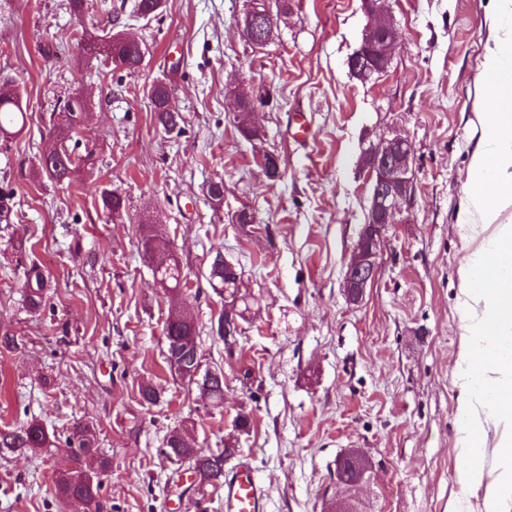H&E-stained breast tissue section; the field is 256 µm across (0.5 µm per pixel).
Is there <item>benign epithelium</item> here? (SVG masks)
I'll use <instances>...</instances> for the list:
<instances>
[{
	"mask_svg": "<svg viewBox=\"0 0 512 512\" xmlns=\"http://www.w3.org/2000/svg\"><path fill=\"white\" fill-rule=\"evenodd\" d=\"M386 0H363L370 23L364 31L362 43L354 53L356 59H368L367 66L352 72L367 78L383 71L389 63L391 49L399 38L391 12L385 7ZM275 22L267 6V0H249L243 20L242 32L256 49H264L271 41ZM412 147L409 141L395 135L384 140L364 159V165L372 180L368 222L364 225L347 265L343 288L348 303L359 304L367 286L374 280L378 269V258L385 240V231L392 219L401 211L402 204L411 197L413 188ZM351 461L359 469L372 467L368 458L357 450H349L336 458L338 484L347 494L336 499L327 512H347L353 496L348 491L359 487L362 479H347L342 476L345 461Z\"/></svg>",
	"mask_w": 512,
	"mask_h": 512,
	"instance_id": "obj_1",
	"label": "benign epithelium"
}]
</instances>
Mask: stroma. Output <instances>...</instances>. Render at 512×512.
<instances>
[{
	"mask_svg": "<svg viewBox=\"0 0 512 512\" xmlns=\"http://www.w3.org/2000/svg\"><path fill=\"white\" fill-rule=\"evenodd\" d=\"M0 0V75L18 84L23 133L0 144V189L14 192L0 223V330L20 348L0 354V426L36 419L56 434L94 425L102 512H224L223 487L191 492L163 454L168 433L189 427L220 448L238 413L251 417L240 460L264 484L269 512H324L342 490L336 458L350 448L373 462L355 490L362 512H483L484 489L462 491L458 388L462 343L456 303L466 254L457 224L470 121L484 77L487 0H389L399 30L389 66L366 79L347 65L369 19L362 0H292L276 37L255 50L241 35L247 0H166L148 21L128 19L132 0ZM123 30L148 48L141 68L111 70L69 43L59 58L40 48L65 32ZM173 90L180 134L155 125L148 90ZM268 93L261 139L241 133L227 90ZM83 97L81 146L95 167L71 184L34 176L49 144L50 115ZM309 129L295 137L296 117ZM408 139L411 198L389 226L377 274L361 304L343 277L367 222L365 155ZM280 176L268 178L263 151ZM224 181V200L206 187ZM126 209L108 217L103 189ZM248 210V224L235 219ZM174 242L203 362L224 371V399L202 397L171 375L162 327L169 302L138 253L140 222ZM33 246L51 282L45 306L26 308L12 238ZM233 261L250 307L234 352L211 331L224 299L206 275L215 254ZM152 383L158 404L141 400ZM47 448L0 456V512H77L53 492L69 466Z\"/></svg>",
	"mask_w": 512,
	"mask_h": 512,
	"instance_id": "obj_1",
	"label": "stroma"
}]
</instances>
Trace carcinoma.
Here are the masks:
<instances>
[{
	"instance_id": "1",
	"label": "carcinoma",
	"mask_w": 512,
	"mask_h": 512,
	"mask_svg": "<svg viewBox=\"0 0 512 512\" xmlns=\"http://www.w3.org/2000/svg\"><path fill=\"white\" fill-rule=\"evenodd\" d=\"M164 0H135L132 5V15L139 19H150L161 13ZM119 32H108L104 35H70L66 40H76L80 49L86 54H99L101 49L107 50L104 60L110 62L113 68L134 70L141 61V49L137 45L117 40ZM169 87L164 82H157L149 89V100L153 104L156 124L164 133L171 134L182 130L183 118L178 112H168L164 109ZM60 109L70 114L71 120L55 123L54 133L58 142L70 149L69 141L75 140L78 131L85 128L83 120L87 119L86 104L78 98L66 100ZM26 114L22 105V97L15 95L13 99L0 98V140L3 142L22 132L26 125ZM38 172L48 180L62 184L74 180L77 167L72 165L70 155L48 167L43 159H38ZM102 209L106 214L116 217L125 211L124 200L115 191L103 190L101 193ZM138 247L143 261L151 269L155 282L175 301L164 323L162 334L165 342V362L170 372L177 376L187 388H195L213 400L224 399V371L215 369V374L209 383L200 385L193 380V374L203 366V357L198 344H177L183 336L196 335V325L193 316L188 311L185 302L181 301L183 294V277L180 261L173 242L164 231H158L152 225H141ZM14 250L23 263L24 281L22 283L26 302L31 309L40 308L45 302L48 281L40 266L29 259V247L23 239L14 244ZM210 287L224 299L233 302L246 303L243 295H238L236 281L233 276L224 273V263L213 259L208 275ZM249 415L240 413L233 423L234 433L224 439V449L214 452L210 448H199L191 443L186 432L173 430L164 441L163 452L179 467L186 468L195 477L197 489L215 486L224 480V464L241 453L239 435L248 432ZM64 445L75 469L69 474H57L52 477L55 495L62 501L80 499L85 503L87 512H102L100 477L84 482L80 479V467L88 456L97 453L96 433L86 424L76 423L65 439L61 440L51 433L39 420H31L19 426L0 428V455L34 453L41 448H51Z\"/></svg>"
}]
</instances>
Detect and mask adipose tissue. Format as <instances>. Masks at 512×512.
Masks as SVG:
<instances>
[{
  "label": "adipose tissue",
  "instance_id": "ef3b65f1",
  "mask_svg": "<svg viewBox=\"0 0 512 512\" xmlns=\"http://www.w3.org/2000/svg\"><path fill=\"white\" fill-rule=\"evenodd\" d=\"M488 46L481 129L471 153L458 222L474 249L460 270L459 307L466 341L456 363L458 430L465 463L462 487L486 485L484 512L512 503V0H489ZM498 429V462L487 467L484 447Z\"/></svg>",
  "mask_w": 512,
  "mask_h": 512
}]
</instances>
